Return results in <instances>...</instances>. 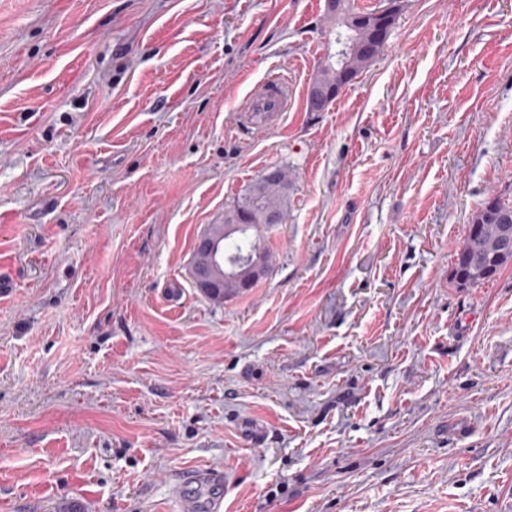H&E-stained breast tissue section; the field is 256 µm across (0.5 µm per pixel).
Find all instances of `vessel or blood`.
Returning <instances> with one entry per match:
<instances>
[{
	"label": "vessel or blood",
	"mask_w": 512,
	"mask_h": 512,
	"mask_svg": "<svg viewBox=\"0 0 512 512\" xmlns=\"http://www.w3.org/2000/svg\"><path fill=\"white\" fill-rule=\"evenodd\" d=\"M291 100L292 87L287 77L269 74L250 89L238 120L254 134L276 128L281 124Z\"/></svg>",
	"instance_id": "vessel-or-blood-1"
}]
</instances>
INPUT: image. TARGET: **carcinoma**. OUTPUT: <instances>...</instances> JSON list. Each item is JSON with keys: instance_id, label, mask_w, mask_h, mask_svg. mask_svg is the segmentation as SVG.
I'll return each instance as SVG.
<instances>
[{"instance_id": "1", "label": "carcinoma", "mask_w": 512, "mask_h": 512, "mask_svg": "<svg viewBox=\"0 0 512 512\" xmlns=\"http://www.w3.org/2000/svg\"><path fill=\"white\" fill-rule=\"evenodd\" d=\"M329 23L327 32L346 41L350 46L346 69L340 71L326 58L311 85L319 87L324 95L319 102L306 99L307 111H325L339 95L340 90L368 66L383 48L372 56L357 50L358 45L368 41L370 30L363 25L356 32L341 31L342 21L335 15L325 13ZM277 171L270 178L268 173ZM264 170L254 181L248 193L230 210L224 213V223L212 224L210 234L224 235V256L239 262L237 276L217 280L215 287L202 288L207 298L222 302L239 296L265 276L272 267L274 251L266 236L267 216L276 212L286 216L291 183L280 168ZM512 233V203L499 195H490L475 212L468 235L455 253L450 281L457 288H474L493 279L503 266L512 261V244L506 234Z\"/></svg>"}]
</instances>
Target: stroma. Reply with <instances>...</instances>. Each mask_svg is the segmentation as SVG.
<instances>
[{"mask_svg": "<svg viewBox=\"0 0 512 512\" xmlns=\"http://www.w3.org/2000/svg\"><path fill=\"white\" fill-rule=\"evenodd\" d=\"M325 0H0V512H512V263L455 250L512 200V0H402L306 108ZM279 127L237 125L269 68ZM273 265L194 288L265 169ZM506 224L512 239V203L491 194L473 215L468 235L456 250L450 276L456 288H474L487 282L512 261Z\"/></svg>", "mask_w": 512, "mask_h": 512, "instance_id": "obj_1", "label": "stroma"}]
</instances>
